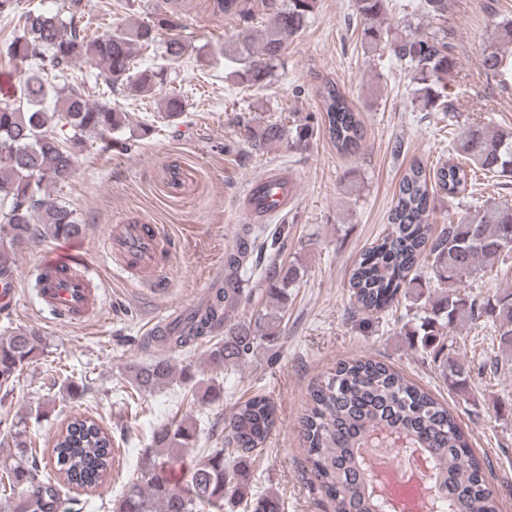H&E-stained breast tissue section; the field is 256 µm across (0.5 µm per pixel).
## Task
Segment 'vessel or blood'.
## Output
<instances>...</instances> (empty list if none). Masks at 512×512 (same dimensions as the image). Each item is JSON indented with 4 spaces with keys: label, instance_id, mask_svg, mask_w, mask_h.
Segmentation results:
<instances>
[{
    "label": "vessel or blood",
    "instance_id": "1",
    "mask_svg": "<svg viewBox=\"0 0 512 512\" xmlns=\"http://www.w3.org/2000/svg\"><path fill=\"white\" fill-rule=\"evenodd\" d=\"M295 197V187L287 174L269 170L251 181L243 193L247 215L264 218L283 213ZM173 238L159 224L133 219L113 225L108 249L118 272L137 271L149 282H156ZM40 299L43 306L59 318L76 323L91 315L102 302L99 290L81 256L62 245L40 264Z\"/></svg>",
    "mask_w": 512,
    "mask_h": 512
}]
</instances>
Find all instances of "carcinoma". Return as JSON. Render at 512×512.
Instances as JSON below:
<instances>
[{"mask_svg":"<svg viewBox=\"0 0 512 512\" xmlns=\"http://www.w3.org/2000/svg\"><path fill=\"white\" fill-rule=\"evenodd\" d=\"M390 2L356 0L362 47L408 69L413 100L435 112L454 111L448 98V74L456 67L445 27L448 0H419L417 11L428 19L429 30L422 33L409 22L402 36L392 32ZM315 3L265 0L269 25L224 42V56L237 64L227 79L243 89L269 86L283 64L288 37L306 27ZM86 7L85 0H62L54 9L20 12L18 0H0V16L16 18L3 52L22 63L10 74L14 94L0 98V285L5 288L13 287L21 244L83 232L75 211L53 197L52 188L70 177L88 138L110 140L124 128L127 115L112 106V95L136 101L167 83V74L144 67L138 52L150 54L161 41L166 60L177 65L192 50L176 34L179 15L164 6L155 8L147 23L101 35L84 22ZM214 7L226 18L245 13L243 0H215ZM510 45L512 22H502L483 53L488 75L512 71V59L502 51ZM81 59L101 68L102 83L91 85L73 75L72 64ZM316 93L321 126L309 114L289 126L278 120L254 125L249 117L244 123L250 148L263 151L284 143L302 151L322 131L338 153L356 152L364 130L353 102L328 77L320 80ZM96 94L99 99L91 100ZM159 105L166 123L177 122L186 111L185 98L175 92L165 93ZM477 172L492 179L512 176V129L469 122L451 132L448 160L431 170L411 162L398 184L391 227L359 255L348 278L350 311L364 326L400 299H411L420 317L410 334L442 377L460 390L474 368L456 349L451 329L489 317L499 349L512 351V290L488 297L462 292L487 274H512V204L490 203L476 217H460L438 230L429 224L435 196L442 191L454 199L476 192ZM286 232L283 226L266 235L259 227L243 226L224 251V277L213 284L206 303L184 325L171 324L145 340L166 353L128 367L137 398L177 377L188 387L182 398L193 409L153 429L149 448L112 512H224L234 499L245 502L246 512H281L275 494L249 489L253 456L278 422L274 403L263 393L237 399L228 415L219 413L211 421L219 446L201 449V459L189 462L186 452L198 437L196 411L220 402L224 388L198 378L189 365L176 368L171 354L204 344L207 364L231 374L259 349L277 345L288 288L301 274L299 265L285 266L279 259L276 242ZM422 258L428 260V280L442 289L435 296L425 295L420 283ZM256 268L262 270V289L244 286ZM248 305L250 315H231ZM221 329L223 338L214 337ZM45 345L30 330L1 335L0 389L11 391ZM298 427L312 473L339 512H394L390 498L375 490L370 458L363 453L382 431L402 442L399 451L422 453L432 471L429 512H501L485 483L483 464L448 407L384 362L363 358L338 364L309 390ZM8 434L15 454L0 465V491L7 503L3 512H83L87 502L78 496L69 497L64 507L61 489L90 492L111 471L112 432L93 419L75 417L55 433L50 470L33 450L23 420Z\"/></svg>","mask_w":512,"mask_h":512,"instance_id":"1","label":"carcinoma"}]
</instances>
